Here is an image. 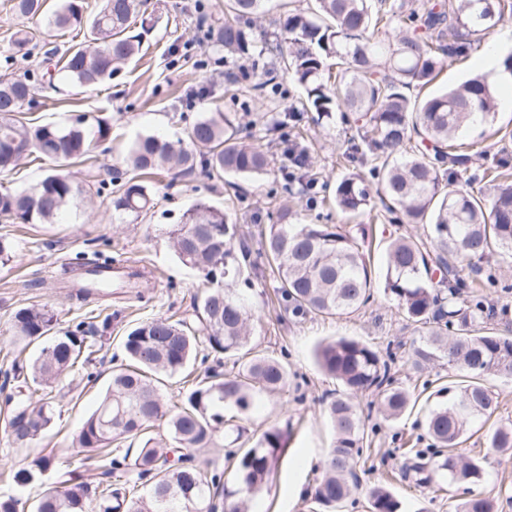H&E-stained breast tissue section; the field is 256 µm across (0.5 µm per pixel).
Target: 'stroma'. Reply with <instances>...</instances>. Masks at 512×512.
Masks as SVG:
<instances>
[{
  "mask_svg": "<svg viewBox=\"0 0 512 512\" xmlns=\"http://www.w3.org/2000/svg\"><path fill=\"white\" fill-rule=\"evenodd\" d=\"M11 5L12 0H0V76L29 78L33 91L23 107L24 121L36 126L72 124L80 119L91 122L100 117L110 122L112 132L108 146L93 148L86 161L70 167L77 193L58 223L25 224L0 219V237L9 239L15 251L13 261L0 266V420L14 407L11 397L16 393V383L10 370L15 357L20 353L35 356L42 347L38 341L23 349L15 343L11 320L18 309L32 305L52 308L60 330L82 326L92 338L94 351L91 364L77 366L54 382V420L39 438L21 447L0 428V464L19 466L50 453L57 461L78 468L85 480L95 481L98 470L92 453L75 448L73 438L97 407L113 371L124 364V336L148 319L177 320L192 315L205 291L200 273L183 265L175 255L165 234L167 225L180 223L183 214L203 200L242 224L248 245L254 250L260 228L275 222L277 209L285 202L292 207L296 224H336L347 230L358 222L366 224L374 293L365 307L348 315L297 318L279 307L277 282L272 276L254 278L252 302L260 316L254 343L261 352L285 361L289 378L287 393L257 395L248 426L258 433L273 426L291 427L270 490L260 499L262 512L313 510L317 467L334 443L323 400L340 388L318 367L315 350L319 344L340 336L396 352V376L415 402L412 412L392 425L370 410V397L359 398V408L367 414L368 434L357 467L359 485L340 512H369V495L382 483L404 501L409 512H451L453 499L463 498L462 490L436 491L401 476L409 449L428 444L422 421L430 406L438 403V390L447 386L448 370L438 365L423 376L410 370V344L418 330L385 295L382 277L385 241L396 236L419 239L425 237L426 228L389 223L378 206L355 220L324 201L329 184L348 172L341 153L356 134L354 126L337 110L321 125H314L301 104L302 89L283 80L281 106L297 115L296 121L288 125V136L308 149L311 164L328 183L320 191L321 202L310 205L305 199L288 197L276 170L258 177H237L229 184L199 174L175 180L146 174L142 180L153 193L151 211L136 219H115L111 194L95 192L89 181L95 175L109 181L129 178L124 159L138 136L154 134L184 143L201 117L221 111L251 122L252 143L268 150L273 159H280L282 145L278 137L265 130L264 106L248 94L233 93L225 77L229 71L241 73L248 64L262 68L264 61L259 58L248 63L207 43L197 18L205 16L210 25L222 23L224 0H164L152 29L145 32L133 26V33L141 37L140 51L110 81L82 88L58 76L53 85L47 86L41 83L40 75L47 66L48 51H65L83 42L85 35L50 29L42 19L26 22ZM26 26L37 44L33 56L9 59L14 32ZM494 49L503 57L512 54V48L500 46L498 33H491L447 64L430 84V91L440 92L481 74L483 57ZM192 94L197 100L191 105L187 99ZM496 96L499 106L493 122L459 135L460 141H482L490 147L485 156L472 157L467 169L474 194L486 198L492 196L494 184L484 177V169L502 159L512 164V89H497ZM98 254L128 261L149 273L136 287L113 294L112 325L107 329L91 306L80 305L57 285L65 263ZM104 333L109 336L105 342L100 339ZM457 452L465 457H483L485 475L475 485V492L496 498L501 512H512V451L490 450L475 435L460 444Z\"/></svg>",
  "mask_w": 512,
  "mask_h": 512,
  "instance_id": "35a3bbf8",
  "label": "stroma"
}]
</instances>
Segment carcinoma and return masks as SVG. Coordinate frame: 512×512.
<instances>
[{"label": "carcinoma", "mask_w": 512, "mask_h": 512, "mask_svg": "<svg viewBox=\"0 0 512 512\" xmlns=\"http://www.w3.org/2000/svg\"><path fill=\"white\" fill-rule=\"evenodd\" d=\"M270 0H226L224 22L211 27L207 41L241 59L253 56L256 43L268 53L260 81L247 91L265 98L278 93L279 77L287 75L304 91L302 105L317 120L332 115V105L353 114L357 136L350 139L343 157L352 166L373 163L372 188L364 175L352 170L336 181L333 201L345 215L357 217L373 197L389 213L402 212L409 224L430 226L428 240L399 236L384 247V293L397 304L405 319L424 329L413 343L408 362L422 374L432 366H448L461 380L438 390L448 393L426 420L427 448H414L417 462L409 470L421 484L469 486L484 477L483 461L455 453L470 426L489 419L497 397L485 380L512 376V336L494 331L491 321L505 317L487 297L469 291L459 262L484 275L489 288L496 276L483 272L473 260L496 253H512V168L501 162L489 168L496 181L490 198L477 196L458 185L471 156L455 150L453 141L468 124L494 113L497 99L481 78H473L426 98L404 90L434 81L447 60L471 45L472 37L487 35L512 14V0H442L420 12L395 10L389 0H314L306 9L283 12L278 30L255 39L253 24L267 12ZM146 0H102L99 10L87 15L80 0H61L47 19L56 30L83 29L88 40L66 49L56 63L58 71L78 86L112 77L119 65L133 57L140 37L131 34V20L149 21L142 7ZM44 0H13L14 12L33 18ZM32 32L19 30L10 57H26ZM339 75L336 88L328 87L330 65ZM31 95L27 81L0 77V172L36 156L72 163L106 141L111 126L103 119L93 125L47 124L33 127L17 118ZM243 129L222 112H211L194 124L191 147H177L153 135L138 137L128 152L134 171L175 170L181 176L202 170L211 177L259 176L270 171V156L247 141ZM421 137L423 149L409 152L411 135ZM280 170L289 174L287 190L299 197L318 184L307 168L288 163L282 152ZM75 194L69 174L60 169L37 186L20 192L0 191V218L51 224L67 209ZM153 207L149 187L136 176L117 184L112 210L139 217ZM283 206L277 220L259 234L258 257L276 273L277 295L295 317L310 314L336 316L359 309L371 297L370 256L366 225L357 234L335 224H292ZM166 235L179 260L201 272L211 287L195 308L194 319L142 321L124 336L130 364L112 377L98 407L75 435V447L90 449L98 459L102 479L91 485L75 471L57 466L44 455L26 467L10 468L9 481L20 488L41 482L49 470L58 481L46 488L35 512H86V502L97 512H253L254 503L269 489L274 468L285 452L288 429L263 431L239 457L233 481L193 463L188 451L208 448L219 426L229 427L228 445L242 438L244 420L259 392L277 394L288 387V367L280 359L258 354L253 346L255 313L244 298L222 285L241 277L244 267L256 269L249 250L240 246L244 233L223 210L201 200L171 224ZM53 310L42 306L18 309L12 331L18 340L47 339L38 357L26 367L13 365L18 388L50 386L72 369L88 351L81 325L52 335ZM205 342L216 354L233 361L235 371H207L178 405H169L160 393V376L182 372L197 347ZM321 370L338 380L344 391L326 401V413L336 438L323 463L324 474L312 499L325 510L342 507L356 487L357 459L365 440L364 424L353 398L376 396L383 419L394 423L408 411V392L394 377L396 353L386 352L353 338L340 337L316 352ZM84 359V358H82ZM89 362V359H84ZM53 419L51 402L21 399L5 429L23 446L47 430ZM165 424L177 444L168 446L149 434L155 423ZM129 437L141 439L133 460L114 453L112 443ZM494 450H512V425L485 435ZM151 477L147 495L139 494L140 481ZM370 512H405L402 502L387 488L377 487L369 498ZM498 501L470 494L455 512H498Z\"/></svg>", "instance_id": "obj_1"}]
</instances>
